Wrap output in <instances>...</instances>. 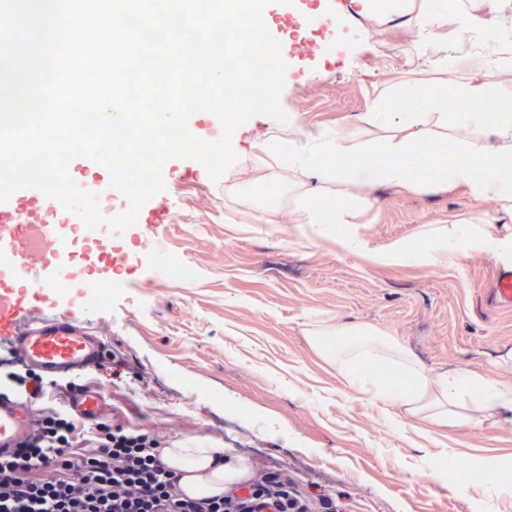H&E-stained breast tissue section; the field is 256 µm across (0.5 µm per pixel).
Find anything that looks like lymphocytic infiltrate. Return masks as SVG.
Returning <instances> with one entry per match:
<instances>
[{"mask_svg":"<svg viewBox=\"0 0 512 512\" xmlns=\"http://www.w3.org/2000/svg\"><path fill=\"white\" fill-rule=\"evenodd\" d=\"M156 438L97 423L80 438L63 409L39 414L32 435L0 459V512H336L292 494L286 474L263 472L239 493L185 499Z\"/></svg>","mask_w":512,"mask_h":512,"instance_id":"obj_1","label":"lymphocytic infiltrate"}]
</instances>
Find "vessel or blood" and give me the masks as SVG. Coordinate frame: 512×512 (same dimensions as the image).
I'll list each match as a JSON object with an SVG mask.
<instances>
[{
  "mask_svg": "<svg viewBox=\"0 0 512 512\" xmlns=\"http://www.w3.org/2000/svg\"><path fill=\"white\" fill-rule=\"evenodd\" d=\"M281 25L308 27L316 18L311 8L282 13L280 4L265 9ZM79 215L35 189H21L0 202V339L25 362L52 376H76L98 357L102 339L67 318H41L50 297L69 279L59 260L70 249L67 238L54 234L56 225L80 223ZM100 389L84 386L71 398L70 408L90 420L102 412ZM29 424L21 402L8 385L0 386V451L25 440Z\"/></svg>",
  "mask_w": 512,
  "mask_h": 512,
  "instance_id": "b4317fda",
  "label": "vessel or blood"
}]
</instances>
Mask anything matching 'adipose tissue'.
<instances>
[{"label":"adipose tissue","instance_id":"adipose-tissue-1","mask_svg":"<svg viewBox=\"0 0 512 512\" xmlns=\"http://www.w3.org/2000/svg\"><path fill=\"white\" fill-rule=\"evenodd\" d=\"M356 3L360 14L415 28L425 42L434 41L447 27L468 29L478 20L477 11L467 4L452 11L447 5H434L432 0ZM439 103L436 95L425 98L426 106L435 110V126L444 129L454 121L473 132L450 160L418 161L416 146L425 138V131L418 129L412 113L394 112L385 106L367 118L368 123L387 129L386 136L370 147L377 160L369 168L346 169L335 164L338 158L370 149L353 135L326 137L315 133L309 137V148L281 150L282 178L303 179L294 200V223L303 225L315 237L337 239L345 254L363 255L378 265L413 261L445 267L461 264L470 253L491 251L504 266L512 267V108L450 116L439 111ZM478 167L488 169V176L474 179L472 172ZM451 183L466 186L475 196L500 200L507 225L499 229L488 224H435L423 231L425 246L421 249L408 239L374 246L361 236L358 224L362 214L373 206L369 193L372 185L413 190L422 184L444 188ZM309 335L315 342L323 336L344 337V344L329 353V360L355 390L371 396L389 424L413 418L440 427L477 426L482 422V412L512 410V385L464 366L427 374L410 351L383 330L365 328L354 334L342 324L317 321ZM370 364H381L397 373L403 385H392L367 372ZM162 459L180 473L181 490L198 497L223 494L251 477L246 460L201 436L185 438L165 449Z\"/></svg>","mask_w":512,"mask_h":512}]
</instances>
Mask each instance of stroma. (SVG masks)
<instances>
[{
  "instance_id": "stroma-1",
  "label": "stroma",
  "mask_w": 512,
  "mask_h": 512,
  "mask_svg": "<svg viewBox=\"0 0 512 512\" xmlns=\"http://www.w3.org/2000/svg\"><path fill=\"white\" fill-rule=\"evenodd\" d=\"M334 11L355 29L336 80L321 83L312 59L287 57V123L257 115L238 127L236 160L217 180L196 160L167 162L165 221L127 235L135 261L118 273L124 295L108 309L58 303L57 312L102 336L130 367L113 376L107 359L75 382L103 388L106 423L153 432L165 447L213 438L254 469L288 473L301 494L335 499L338 512H512V495L479 498L445 475L448 464L467 462L487 469L484 486L511 481L512 412L419 437L414 424H387L305 332L314 318L365 323L400 340L427 373L461 365L512 382V307L495 300L496 256L474 253L458 268L381 267L344 256L336 242L273 233L250 219L254 166L279 175L276 156L262 150L270 139L301 146L314 132L353 130L372 142L383 130L365 118L379 105L418 89L447 94L475 77L491 100H512V76L499 72L494 47L459 53L463 34L451 27L420 55L413 29L355 20L351 0H334ZM373 194L378 205L360 232L375 245L417 239L430 224H483L500 207L454 184L413 192L379 185ZM159 241L195 265L196 280L147 273ZM439 448L448 462L431 460Z\"/></svg>"
}]
</instances>
